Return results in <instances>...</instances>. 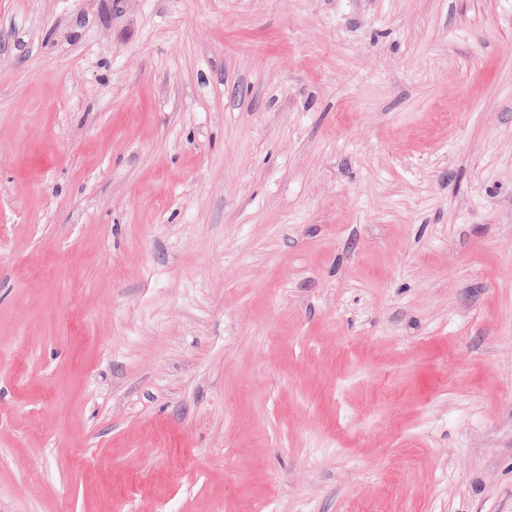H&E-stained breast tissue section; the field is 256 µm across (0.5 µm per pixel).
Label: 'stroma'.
<instances>
[{
  "mask_svg": "<svg viewBox=\"0 0 512 512\" xmlns=\"http://www.w3.org/2000/svg\"><path fill=\"white\" fill-rule=\"evenodd\" d=\"M0 512H512V0H0Z\"/></svg>",
  "mask_w": 512,
  "mask_h": 512,
  "instance_id": "obj_1",
  "label": "stroma"
}]
</instances>
